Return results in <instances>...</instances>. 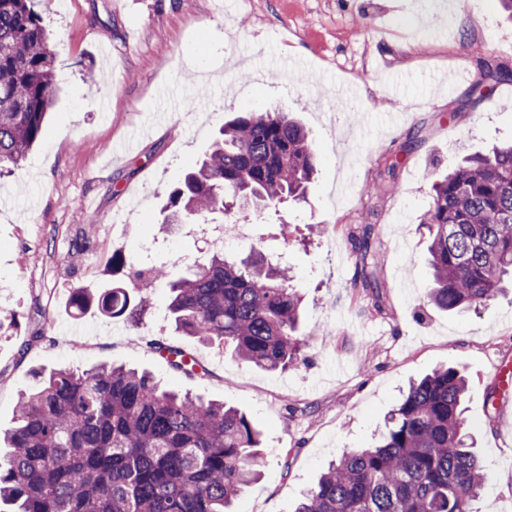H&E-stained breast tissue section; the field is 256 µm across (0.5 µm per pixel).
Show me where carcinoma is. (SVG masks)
Returning a JSON list of instances; mask_svg holds the SVG:
<instances>
[{
  "mask_svg": "<svg viewBox=\"0 0 512 512\" xmlns=\"http://www.w3.org/2000/svg\"><path fill=\"white\" fill-rule=\"evenodd\" d=\"M512 77L488 68L474 87ZM57 89L56 53L31 0H0V172L21 167L44 133ZM315 172L308 132L284 112H242L220 128L199 168L168 196L163 223L265 207L304 194ZM429 300L445 311L489 301L512 278V144L466 159L432 185ZM165 284L176 329L275 371L300 360L302 298L262 256L215 251L170 279L166 263L133 269L74 308L124 315L131 294ZM173 369L191 353L159 342ZM467 388L454 367L412 385L377 444L345 452L295 512H473L486 469L466 443ZM0 499L16 512H231L259 474L260 432L245 414L160 386L147 372L100 365L38 375L3 437Z\"/></svg>",
  "mask_w": 512,
  "mask_h": 512,
  "instance_id": "1",
  "label": "carcinoma"
}]
</instances>
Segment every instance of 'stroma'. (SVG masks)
Masks as SVG:
<instances>
[{
    "label": "stroma",
    "instance_id": "35a3bbf8",
    "mask_svg": "<svg viewBox=\"0 0 512 512\" xmlns=\"http://www.w3.org/2000/svg\"><path fill=\"white\" fill-rule=\"evenodd\" d=\"M58 61L45 133L0 176V430L36 371L99 364L238 409L263 431L262 475L235 512H293L331 461L370 446L411 382L445 365L468 382V432L488 480L477 512H512V288L460 312L433 307L418 224L436 177L512 139V80L484 97V69L512 71L500 0H34ZM345 111L335 105L346 87ZM249 110L311 133L316 174L301 202L247 213L252 244L286 267L315 338L302 362L262 370L178 332L169 291L118 318L77 312L76 289L112 284V256L143 247L204 259L163 224L167 192L218 129ZM369 235L383 264L352 247ZM193 353L174 371L154 342Z\"/></svg>",
    "mask_w": 512,
    "mask_h": 512
}]
</instances>
